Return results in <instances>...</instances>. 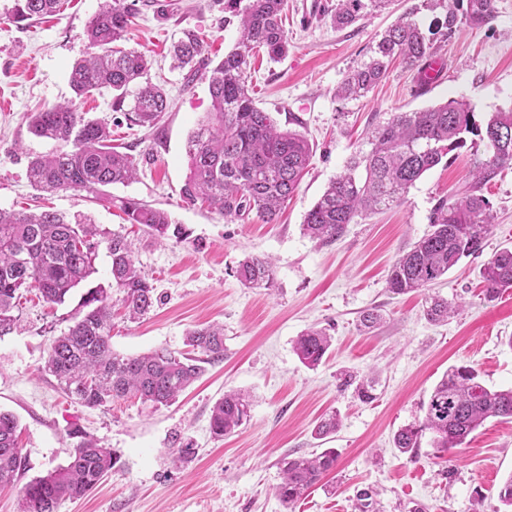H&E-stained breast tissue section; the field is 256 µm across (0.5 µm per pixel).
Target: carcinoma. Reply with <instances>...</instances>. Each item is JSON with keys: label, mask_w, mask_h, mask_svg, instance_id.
Returning a JSON list of instances; mask_svg holds the SVG:
<instances>
[{"label": "carcinoma", "mask_w": 512, "mask_h": 512, "mask_svg": "<svg viewBox=\"0 0 512 512\" xmlns=\"http://www.w3.org/2000/svg\"><path fill=\"white\" fill-rule=\"evenodd\" d=\"M391 0H336L331 22L337 29L355 24L371 11L387 8ZM448 6L440 40L456 33L461 19L459 0H439ZM62 0H16L15 19L39 20L55 14ZM224 0V10L240 16L241 35L235 49L211 70V111L186 144L189 173L181 189L183 199L197 202L234 220L254 211L273 223L295 192L310 164L312 148L293 130H280L270 113L258 108L247 85V69L256 49L277 62L288 54V36L282 25L286 0ZM135 11L131 0H112L90 20L87 38L92 52L71 68L69 84L74 98L34 112L29 132L60 144L53 153L29 159L31 185L43 192L85 191L97 200L117 203L129 223L140 224L156 241L187 237L186 230L160 209L135 198H114L109 188L134 178L133 158L112 145L108 125L85 117L76 103L94 92H112V110L142 127H152L169 103L163 88L145 80L150 59L138 50H117ZM204 52L203 41L185 30L173 45L174 67H192ZM433 42L409 16L400 18L370 48L338 87L342 99L367 95L387 75L397 58L425 70ZM472 135L484 145L475 154L473 180L463 196L443 198L429 215L430 230L400 255L387 281L393 295L427 288L467 257L483 252L493 228L486 186L512 165V108L499 110L482 124L470 104L450 99L414 112H393L374 125L367 141L343 173L330 180L322 196L307 211L302 224L306 236L321 243L339 240L356 218L400 203L411 187L448 154L463 147ZM104 235L86 216L69 217L56 211L31 214L0 209V337L11 334L20 321L21 290L35 288L50 304H61L94 270L95 238ZM111 287L123 294L126 315L136 320L157 301L156 288L136 266L131 244L114 234L108 239ZM239 281L250 288L274 286L275 270L267 258L251 256L239 262ZM484 298L492 302L512 288V249L503 248L484 264ZM459 305L444 298L425 299V314L445 321ZM112 313L106 289L91 288L81 311L63 335L52 340L44 368L63 391L91 408L135 396L153 406H167L203 371L202 364L224 359V327L209 324L188 331L186 352L167 347L125 356L112 351ZM331 346L324 328H310L294 345L299 360L318 366ZM364 402L376 399L375 382L345 380ZM250 411L249 396L228 391L212 408L211 432L222 437L239 427ZM421 419L400 428L394 445L413 455L426 433L433 435L439 453L464 443L489 418L512 421V388L489 389L470 366L448 367L423 403ZM17 420L0 412V487L16 481L24 468L17 440ZM77 439L67 465L28 483L20 512H56L61 501L78 499L91 491L117 464V455L100 446L84 430L74 427ZM337 452L327 448L312 457L289 454L280 460L282 481L276 495L288 507L321 482L336 466Z\"/></svg>", "instance_id": "carcinoma-1"}]
</instances>
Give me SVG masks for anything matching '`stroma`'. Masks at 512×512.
<instances>
[{
  "label": "stroma",
  "mask_w": 512,
  "mask_h": 512,
  "mask_svg": "<svg viewBox=\"0 0 512 512\" xmlns=\"http://www.w3.org/2000/svg\"><path fill=\"white\" fill-rule=\"evenodd\" d=\"M108 0H66L57 15L15 23L14 0H0V209L83 214L106 233L131 241L137 266L162 301L138 320L126 319L122 295L111 288V259L99 245L94 273L61 304H46L37 291L24 293L18 328L0 338V411L18 420L25 470L0 487V512H20L31 480L66 465L76 444L69 431L80 426L118 456L109 474L87 496L62 501L58 512H357V493L372 489L382 512H503L499 489L512 475V422L491 418L448 456L434 455L423 436L415 456L400 453L395 433L421 419L422 404L452 365L475 368L493 389L512 387V288L484 301L481 269L499 249L512 247V168L484 188L495 215L483 252L465 258L427 294L395 296L387 290L394 261L429 230L437 200L468 186L474 143L428 171L392 209L349 225L343 238L316 244L304 235L305 213L327 183L365 146L366 132L397 111H417L458 99L474 108L477 122L512 107V0H493L491 19L474 25L464 18L449 41L436 45L442 69L435 83L419 88L416 71L395 64L366 97L337 98L348 72L397 19L413 13L423 30L443 21V6L423 0H393L389 9L345 29L326 15L336 0H287L283 26L287 57L250 59L252 96L278 127L304 134L312 148L309 171L277 223L257 215L227 220L180 193L187 173L189 135L211 107L209 71L239 39L238 20L226 16L224 0H138L122 47L148 55V77L162 85L170 107L156 126H129L113 111L111 92L83 100L88 117L105 121L115 145L125 147L136 178L111 188L164 210L187 231L159 244L128 223L123 212L95 202L85 192L45 196L26 176L30 156L56 149L33 136L30 113L69 100V72L88 51L89 20ZM205 39L194 77L174 68L171 45L183 30ZM248 256L271 258L273 289L248 288L235 276ZM105 286L112 304V348L138 355L164 346L185 348L188 330L224 327V359L205 365L201 376L169 406L152 407L130 397L89 409L69 398L44 372L47 349L72 323L88 291ZM462 300L445 322L429 321L425 295ZM376 310L374 328L360 325ZM327 329L332 344L314 369L303 365L294 342L309 328ZM376 378L377 398L363 403L340 385L341 372ZM250 396L248 420L224 437L210 432L211 408L226 390ZM337 414L334 434L315 429ZM191 455L173 462L172 453ZM333 448L335 470L308 495L283 507L275 494L279 460Z\"/></svg>",
  "instance_id": "stroma-1"
}]
</instances>
